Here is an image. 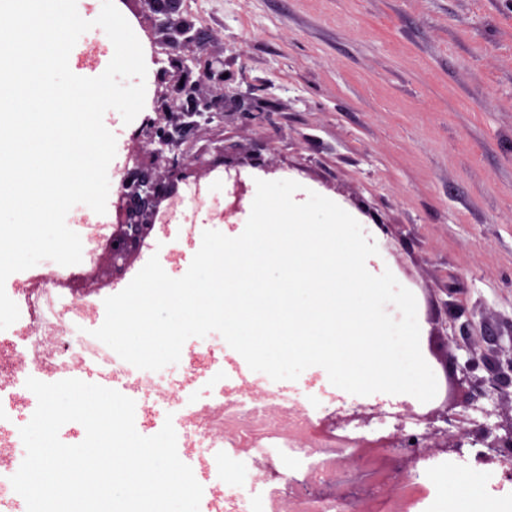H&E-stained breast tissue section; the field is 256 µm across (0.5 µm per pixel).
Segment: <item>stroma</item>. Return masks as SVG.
<instances>
[{"mask_svg": "<svg viewBox=\"0 0 512 512\" xmlns=\"http://www.w3.org/2000/svg\"><path fill=\"white\" fill-rule=\"evenodd\" d=\"M181 12L200 33V52L223 57L225 85L248 81L264 112L253 121L225 112L187 131L178 150L193 173L172 185L176 207L113 270V289L155 255L170 277H182L187 264L169 255H194L200 227L236 233L257 180L296 181L298 200L316 192L371 229L379 253L370 266L390 270L416 297L438 391L427 404L407 394L358 396L317 370L280 388L317 419L378 408L369 427L386 432L403 405L420 415L440 406L450 391L447 346L483 356L512 341V0H181ZM136 129H116L112 182L137 162L166 173L164 160L133 141ZM257 156L264 168L253 167ZM453 414L466 431L504 422L512 394L488 392ZM224 455L240 474L228 478L214 464L210 481L244 495L272 494L297 469L244 448ZM424 463L429 512H444L437 475L473 470V448ZM480 494L479 512H512L502 470L485 471Z\"/></svg>", "mask_w": 512, "mask_h": 512, "instance_id": "stroma-1", "label": "stroma"}]
</instances>
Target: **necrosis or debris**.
<instances>
[{"label":"necrosis or debris","instance_id":"obj_1","mask_svg":"<svg viewBox=\"0 0 512 512\" xmlns=\"http://www.w3.org/2000/svg\"><path fill=\"white\" fill-rule=\"evenodd\" d=\"M91 239L93 244L83 250L79 264L45 262L34 267L28 277L14 280L7 291L20 316L9 327L8 339L0 341V422L14 420L34 401V393L26 386L30 377L42 380L51 376L61 381L81 380L101 372L118 373L149 398L166 394L174 383L173 367L158 371L136 368L100 340L81 335V321L95 311L93 296L112 285L104 270L111 225H101ZM224 406L239 416V423L222 426L217 414L206 425L184 421L180 431L187 437L189 448L201 454L224 447L254 448L266 455L299 461L301 479L288 484L292 512H416L428 496L422 477L417 476L408 482L400 498H384L392 466L380 433L325 428L300 406L295 409V419L282 429L268 424L249 392L241 389L226 392ZM25 455V448L16 445L12 434L0 435V512H11L10 478ZM361 455L370 466L368 494L358 498L340 494L329 502L298 495L299 486L321 485L334 479L342 458Z\"/></svg>","mask_w":512,"mask_h":512}]
</instances>
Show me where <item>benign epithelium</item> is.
I'll list each match as a JSON object with an SVG mask.
<instances>
[{"label":"benign epithelium","instance_id":"7a95c632","mask_svg":"<svg viewBox=\"0 0 512 512\" xmlns=\"http://www.w3.org/2000/svg\"><path fill=\"white\" fill-rule=\"evenodd\" d=\"M141 14L153 19L151 26L144 28L151 46L162 45L170 55L176 74L164 88H156L153 97V111L164 114L159 119L148 118L135 132L136 139L151 146V154L165 158L166 178L152 174L151 170L135 164L126 173L115 207L116 229L112 236V264L128 259L130 254L145 240L154 228L153 217L160 203L171 197L170 183L184 180L190 173L189 163L178 155L168 156L172 146L182 141L186 131L192 126L209 124L223 112H239L245 118L256 120L263 112L260 99L251 93L224 88V59L219 56H197L190 49L199 42V34L191 24L179 16L180 0H138ZM199 69L201 78L192 79L194 69ZM506 354L505 360H497L491 370L490 379L476 374L480 359L469 352L464 364H459L457 356L449 351L445 362L457 370L453 374V386L460 400H469L475 391L485 383H490L501 391L512 387V346L500 348ZM397 423L394 432L386 438V447L391 453L396 484L405 481L409 463L426 455L427 450L458 452L464 445L465 435L453 434V425L448 403L426 415L415 414L411 407L395 415ZM413 418L426 422L427 432L409 433L405 422ZM502 429L498 435L494 430ZM428 439L433 446L425 445ZM476 443L484 448V455L493 459L503 450L512 449V421L509 424L487 426L476 438Z\"/></svg>","mask_w":512,"mask_h":512}]
</instances>
